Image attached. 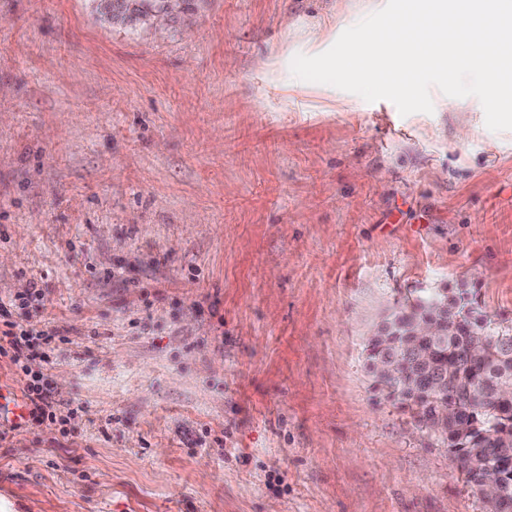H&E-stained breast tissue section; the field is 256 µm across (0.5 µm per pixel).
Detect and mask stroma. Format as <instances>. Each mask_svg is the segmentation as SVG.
<instances>
[{
  "label": "stroma",
  "instance_id": "obj_1",
  "mask_svg": "<svg viewBox=\"0 0 512 512\" xmlns=\"http://www.w3.org/2000/svg\"><path fill=\"white\" fill-rule=\"evenodd\" d=\"M386 0L162 24L0 0V500L16 512H484L376 387L402 304L512 328V131L295 78ZM55 418L24 421L28 386ZM6 329H0V356H9L18 368H25L28 360L30 344L26 336H17L13 332V324L4 322Z\"/></svg>",
  "mask_w": 512,
  "mask_h": 512
}]
</instances>
